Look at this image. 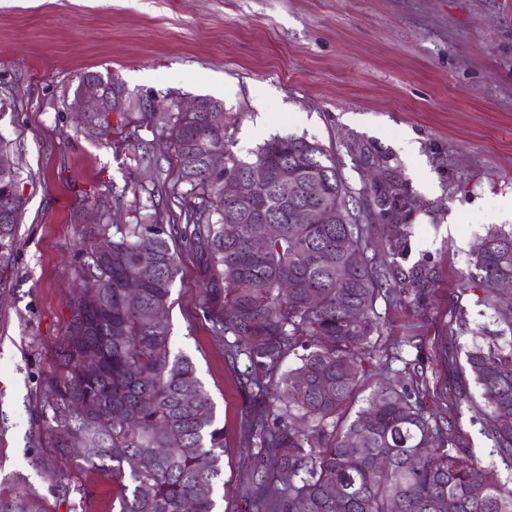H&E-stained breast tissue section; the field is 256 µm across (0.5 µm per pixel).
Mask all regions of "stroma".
<instances>
[{
    "instance_id": "obj_1",
    "label": "stroma",
    "mask_w": 512,
    "mask_h": 512,
    "mask_svg": "<svg viewBox=\"0 0 512 512\" xmlns=\"http://www.w3.org/2000/svg\"><path fill=\"white\" fill-rule=\"evenodd\" d=\"M86 71L130 95L106 140L80 131L69 108ZM199 98L223 104L238 155L295 134L335 157L352 187L397 185L409 196L397 217L368 223L379 243L412 227L395 292L376 304L370 378L415 370L430 408L490 462L491 442L446 389L437 352L459 311L488 321L468 288L469 258L512 201V0H0V135L21 144L26 198L0 279V490L49 491L32 400L70 318L84 226L104 212L139 222L153 187L167 223L184 221L174 148L161 123L141 121L142 103ZM420 260L430 275L416 312L399 294ZM203 275L181 245L172 349L195 363L224 428L219 512H253L242 453L253 394L239 383L248 360L228 358L212 336Z\"/></svg>"
}]
</instances>
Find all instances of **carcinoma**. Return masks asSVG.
Instances as JSON below:
<instances>
[{"mask_svg":"<svg viewBox=\"0 0 512 512\" xmlns=\"http://www.w3.org/2000/svg\"><path fill=\"white\" fill-rule=\"evenodd\" d=\"M169 125L187 186L184 219L164 224L156 208L142 224H90L73 255L82 287L73 295L66 334L38 377L32 408L33 443L53 457L50 496L28 489L3 494L0 512H87L91 490L79 471L112 479L116 512H216L224 472V430L194 362L176 354L168 321L179 273L177 240L205 265L204 318L225 341L227 356L247 357L240 377L259 397L246 414V450L267 471L254 484L257 512H512V487L484 468L472 448L426 405L423 383L396 373L354 407L365 384L381 328L376 304L387 293L395 259L407 252L404 224L382 247L372 245L364 206L367 188L354 189L321 145L303 136H275L244 159L234 153L226 126L211 123L208 104L168 113L143 105L141 119ZM224 151V168L207 158ZM15 187L0 185V271L10 261L22 199L16 153L0 137ZM288 166V185L257 186L239 201L238 184L255 166ZM379 215L404 210L398 187L378 195ZM241 208L257 220L236 222ZM333 212L330 224H307L305 209ZM261 230L263 257L250 239ZM334 256L335 264L319 258ZM476 303L495 329L470 325L461 312L440 357L451 363L457 403L492 442L490 454L512 470V227L491 225L471 254ZM143 283L135 306L124 282ZM474 341L465 360L448 352L459 337ZM293 358L287 366V358ZM480 389L474 400L470 384ZM376 413H371L374 401ZM384 456L387 466L375 467ZM293 477L288 487L272 475Z\"/></svg>","mask_w":512,"mask_h":512,"instance_id":"obj_1","label":"carcinoma"}]
</instances>
